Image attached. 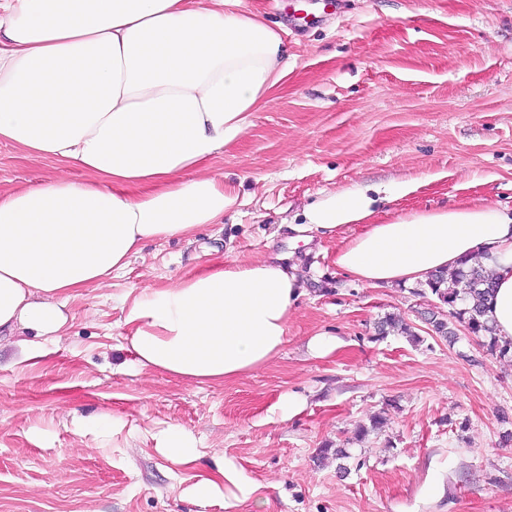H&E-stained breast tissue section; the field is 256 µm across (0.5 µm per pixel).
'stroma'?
Instances as JSON below:
<instances>
[{
  "instance_id": "obj_1",
  "label": "stroma",
  "mask_w": 512,
  "mask_h": 512,
  "mask_svg": "<svg viewBox=\"0 0 512 512\" xmlns=\"http://www.w3.org/2000/svg\"><path fill=\"white\" fill-rule=\"evenodd\" d=\"M283 26L295 66L273 101L214 165L243 180L245 203L193 241L147 242L109 287L87 289L37 362L0 348V512H228L183 490L207 459L258 483L229 512H512V360L459 331L429 336L432 296L367 288L334 264L338 236L293 225L323 193L417 181L382 218L459 202L512 208V0H244ZM55 165L0 145V181ZM299 265V298L281 352L221 384L136 372L123 298L234 259ZM403 316L418 333L378 336ZM319 332L343 346L326 359ZM295 394L288 420L274 410ZM117 419L96 440L81 418ZM384 425L359 435L372 416ZM174 423L201 440L196 471H174L153 433ZM348 459L336 460L333 448ZM342 345L341 339L328 333H317L310 337L307 342L309 354L317 359H324L333 355Z\"/></svg>"
}]
</instances>
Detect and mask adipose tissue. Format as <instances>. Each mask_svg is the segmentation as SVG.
<instances>
[{"label": "adipose tissue", "instance_id": "ef3b65f1", "mask_svg": "<svg viewBox=\"0 0 512 512\" xmlns=\"http://www.w3.org/2000/svg\"><path fill=\"white\" fill-rule=\"evenodd\" d=\"M288 73L280 32L241 0H0V143L60 165L52 178L0 185V341L34 358L33 338L59 336L70 299L105 287L146 240L223 223L240 186L212 163ZM415 189L330 191L304 223L355 228L335 264L368 288L482 264L497 278L489 317L500 342L512 341V210L459 203L377 220L379 203ZM304 289L277 258L139 289L124 318L133 365L216 384L257 370L283 348ZM155 441L179 468L203 456L176 424ZM210 468L188 488L200 505L256 494L234 462L215 456Z\"/></svg>", "mask_w": 512, "mask_h": 512}]
</instances>
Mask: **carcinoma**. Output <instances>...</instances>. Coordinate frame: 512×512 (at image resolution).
Returning <instances> with one entry per match:
<instances>
[{"mask_svg":"<svg viewBox=\"0 0 512 512\" xmlns=\"http://www.w3.org/2000/svg\"><path fill=\"white\" fill-rule=\"evenodd\" d=\"M493 277L484 267L472 266L467 270L459 269L447 275L437 273L416 290L417 295L429 293L439 301L440 312L430 316L429 325L435 336L453 340L455 326L461 325L468 333L482 339L486 350L499 357L512 355V343L502 344L496 336V330L487 316V303L493 292ZM381 334L400 332L413 341L420 340L405 320L397 315H388L379 322Z\"/></svg>","mask_w":512,"mask_h":512,"instance_id":"1","label":"carcinoma"}]
</instances>
